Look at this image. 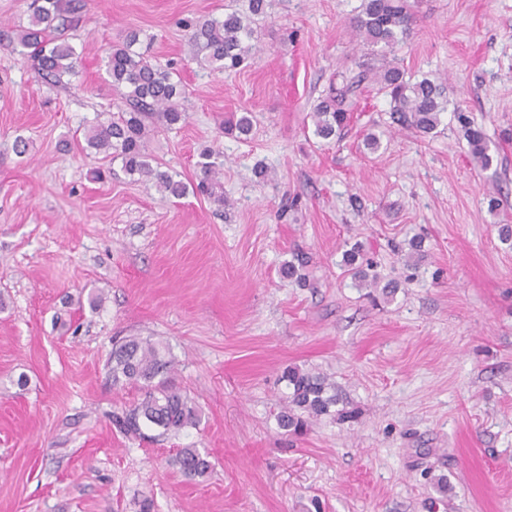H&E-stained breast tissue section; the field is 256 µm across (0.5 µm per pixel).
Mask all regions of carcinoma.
I'll list each match as a JSON object with an SVG mask.
<instances>
[{"instance_id":"obj_1","label":"carcinoma","mask_w":512,"mask_h":512,"mask_svg":"<svg viewBox=\"0 0 512 512\" xmlns=\"http://www.w3.org/2000/svg\"><path fill=\"white\" fill-rule=\"evenodd\" d=\"M81 8L80 0H32L30 4V24L18 40L20 54L28 57L50 83L60 84L65 76L76 74L78 54L62 38V31ZM265 8L266 0H250L247 16L230 12L222 20L185 21L198 64L224 70L239 68L252 51L253 19L262 15ZM412 8L410 0H361L352 27L370 47V55L385 58L396 52L410 31ZM138 43L139 34L132 30L112 46L106 71L112 89L121 95L124 109L109 120L86 128L85 141L89 148L120 161L126 174L180 197L186 193V185L152 164L147 139L159 128L186 121L185 91L181 81L173 79V72L151 63L145 53L134 49ZM364 67L365 73L373 74L375 82L390 96L392 112L398 114L399 121L422 135L435 133L442 112L447 110L443 83L429 78L412 82L401 68L390 63L380 67L366 63ZM313 119L317 137H341L349 120L344 95L321 100L314 108ZM457 120L473 159L484 169L492 166L493 156L482 128L461 111L457 112ZM219 158L220 154L210 150L200 154V175L193 191L222 206L224 193L219 175L223 163ZM343 265L354 279L381 287L385 297L398 288L395 282L379 285L378 277L369 275L353 250L343 254ZM107 367L113 385H130L141 393L136 403L112 416L124 434L141 436L145 429H156L163 436L198 424L196 406L168 383L173 360L160 343L149 337L125 339L113 345ZM284 380L289 388L288 405L278 415L283 430L299 433L310 420L332 414L331 407L338 399L326 376L290 367L284 372ZM174 465L191 480L204 476L211 467L208 457L196 448L181 449Z\"/></svg>"}]
</instances>
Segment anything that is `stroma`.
Returning a JSON list of instances; mask_svg holds the SVG:
<instances>
[{
  "instance_id": "35a3bbf8",
  "label": "stroma",
  "mask_w": 512,
  "mask_h": 512,
  "mask_svg": "<svg viewBox=\"0 0 512 512\" xmlns=\"http://www.w3.org/2000/svg\"><path fill=\"white\" fill-rule=\"evenodd\" d=\"M29 3L0 0V512H512V244L496 228L512 222V0H415L397 57L410 80L445 85L436 134L403 126L365 81L339 140L317 137L311 112L367 59L350 24L361 0H269L233 72L200 67L182 22L248 0H83L60 85L11 43ZM130 29L186 91V122L149 154L190 185L200 153L219 152L223 205L87 149L86 128L123 106L106 61ZM245 112L243 139L228 120ZM356 244L400 281L392 300L345 274ZM299 256L302 284L280 275ZM126 336L169 347L197 426L115 427L140 397L108 376ZM289 366L327 376L357 418L285 433ZM181 448L207 453L209 473L185 479ZM457 120L473 159L484 169L492 166L493 156L489 153L486 136L482 128L461 111L457 112Z\"/></svg>"
}]
</instances>
